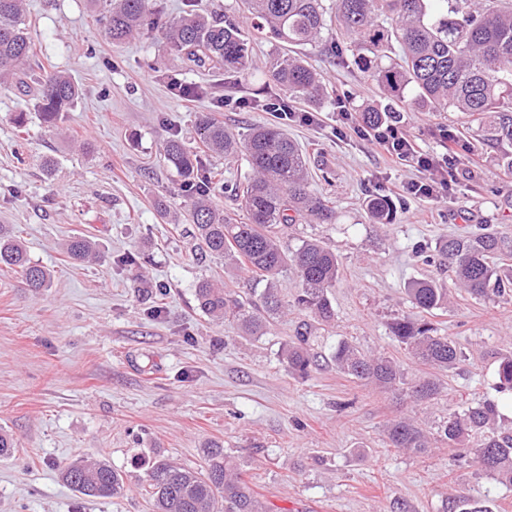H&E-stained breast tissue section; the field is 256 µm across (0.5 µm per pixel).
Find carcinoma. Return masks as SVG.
<instances>
[{
  "label": "carcinoma",
  "instance_id": "cac0c4a2",
  "mask_svg": "<svg viewBox=\"0 0 512 512\" xmlns=\"http://www.w3.org/2000/svg\"><path fill=\"white\" fill-rule=\"evenodd\" d=\"M148 0H103L105 31L114 43L157 31L169 50L193 66L207 70L252 74L251 39L234 20L188 13L167 22L147 8ZM240 10L274 42L265 67L272 80L292 98L317 104L322 88L317 73L299 50L319 41L323 31L336 34L334 49L351 53L357 68L374 81L394 106L425 112H460L484 133L482 142L501 149L502 166L512 173V3L509 0H240ZM33 44L22 0H0V86L11 82L36 86L35 108L41 123L55 128L80 96L72 79L55 73H30L25 65ZM196 130L207 150L226 157L244 156L250 174L235 181L216 180L179 136L163 143V158L180 178L190 198L185 220L198 249L222 258L252 275L262 286L257 300L244 298L221 280L203 278L195 287L198 309L211 319H232L248 336L263 335L271 319L288 308L278 277L296 272L300 288L293 307L310 320L285 344L288 372L306 377L318 366L314 352L318 331L331 323L335 311L330 290L340 274L335 250L321 238H299L290 250L283 245L288 228L305 218L326 223L332 209L309 191L310 171L298 143L278 126H254L238 137L210 112L198 113ZM225 194L239 213H226L212 197ZM370 217L390 220L391 201L366 202ZM69 258H99L95 243L83 236L65 244ZM438 255L448 260L455 284L478 298L512 292V237L472 232L441 240ZM18 272L32 291L46 288L50 275L32 262L20 240L0 225V267ZM413 317L389 324L393 339L422 364L439 371L456 368L463 355L456 342L438 334L429 319L448 308L447 289L431 279L408 289ZM330 361L341 373L395 391L405 384L397 364L382 354L365 355L340 341ZM497 388L512 391V351L497 355ZM415 402L431 401L440 384L427 377L408 384ZM498 406L487 399L424 430L410 418L387 426L390 445L426 455L433 445L466 449L498 484L512 488V433L497 425ZM64 482L81 495L113 498L124 488L122 474L104 460L75 459L62 472ZM153 512H263L261 502L233 458L219 445L208 447L199 470H186L163 460L148 468Z\"/></svg>",
  "mask_w": 512,
  "mask_h": 512
}]
</instances>
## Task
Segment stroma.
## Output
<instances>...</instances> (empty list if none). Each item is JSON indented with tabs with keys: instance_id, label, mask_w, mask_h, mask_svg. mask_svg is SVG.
Returning <instances> with one entry per match:
<instances>
[{
	"instance_id": "1",
	"label": "stroma",
	"mask_w": 512,
	"mask_h": 512,
	"mask_svg": "<svg viewBox=\"0 0 512 512\" xmlns=\"http://www.w3.org/2000/svg\"><path fill=\"white\" fill-rule=\"evenodd\" d=\"M239 5L149 0L169 20L197 12L240 22ZM24 9L35 47L28 70L66 73L81 95L54 131L32 117L33 93L0 88V224L51 274L49 287L33 292L20 274L0 268V430L16 446L0 457V512H151L147 469L154 458L195 470L215 444L236 456L266 512H458L463 493L480 497L489 512H512V490L472 458L448 447L416 456L390 447L386 436L393 419L411 417L432 432L448 413L488 398L498 404L500 425L512 428V394L494 389L495 356L512 349V295L473 297L454 287L447 266L416 255L482 224L512 236V209L501 205L512 195V177L503 175L496 149L472 147L464 115L401 111L418 152L441 155L444 129L465 146L448 170L447 195L395 198L394 187L421 172L408 162L386 163L353 117L364 106L384 107L386 98L358 70L338 64L331 37L310 51L325 96L312 108L296 102L285 128L336 219L301 222L287 245L316 235L340 257L335 318L317 350L329 354L345 340L393 357L407 378L425 375L388 324L412 311L408 283L430 278L449 290L447 310L433 321L463 360L439 372L440 395L422 404L329 364L302 379L281 357L301 312L289 310L252 337L198 309L200 279L222 277L244 294L251 278L195 254L183 220L189 199L160 160L174 132L219 178L246 174L244 161L207 152L194 117L212 112L242 133L272 123L263 106L287 91L261 74L189 68L152 32L112 43L97 0H24ZM174 78L198 89L196 101L170 92ZM228 95L246 106H224ZM306 111L313 122L301 121ZM17 112L29 113L25 127L14 124ZM379 195L393 200L391 223H372L367 214V200ZM76 235L97 244L100 260L81 264L63 252ZM129 252L145 256L142 268L120 264ZM81 456L120 471L123 493L95 499L64 483L61 470Z\"/></svg>"
}]
</instances>
